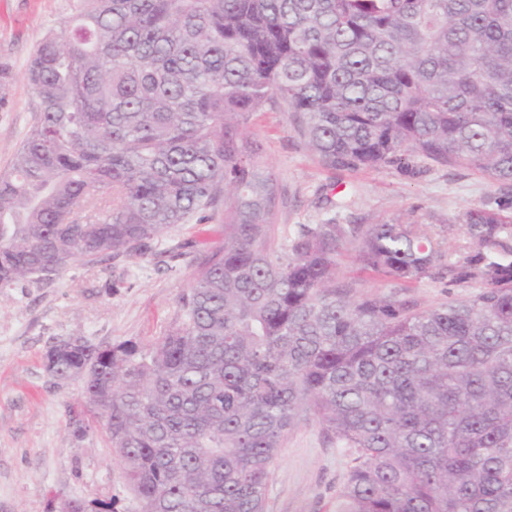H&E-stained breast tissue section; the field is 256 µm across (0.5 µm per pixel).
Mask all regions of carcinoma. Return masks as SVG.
Returning a JSON list of instances; mask_svg holds the SVG:
<instances>
[{"label":"carcinoma","mask_w":512,"mask_h":512,"mask_svg":"<svg viewBox=\"0 0 512 512\" xmlns=\"http://www.w3.org/2000/svg\"><path fill=\"white\" fill-rule=\"evenodd\" d=\"M73 22L26 70L38 116L0 176V288L224 212L164 336L49 348L51 378L83 384L73 435L102 423L148 512H265L307 421L348 455L336 512H512V218L467 210L453 260L412 221L303 224L283 252L250 129L281 99L333 169L512 181V0H84ZM12 80L0 62V108ZM348 245L393 281L481 289L364 294L337 273Z\"/></svg>","instance_id":"obj_1"}]
</instances>
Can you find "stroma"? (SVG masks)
I'll use <instances>...</instances> for the list:
<instances>
[{"mask_svg": "<svg viewBox=\"0 0 512 512\" xmlns=\"http://www.w3.org/2000/svg\"><path fill=\"white\" fill-rule=\"evenodd\" d=\"M78 0H0V61L14 80L0 109V174L10 171L38 100L24 77L49 27L75 15ZM251 129L263 159L278 176L282 199L274 235L289 247L302 224H376L400 219L425 224L446 256L465 242L458 217L488 206L512 216V182L469 169L418 160L414 172L393 167L331 169L305 144L297 114L279 102L254 113ZM224 216L178 224L146 255L78 259L46 284L0 288V512H61L66 501L100 499L115 512H139L135 492L104 432L75 438L69 405L84 402L80 381L58 384L44 356L72 336L97 346L163 335L191 287L198 264L224 243ZM341 276L362 292L394 294L424 306L468 296L465 288L425 279L410 286L365 272L354 248L338 258ZM348 458L320 429L304 423L285 440L265 512H334Z\"/></svg>", "mask_w": 512, "mask_h": 512, "instance_id": "35a3bbf8", "label": "stroma"}]
</instances>
